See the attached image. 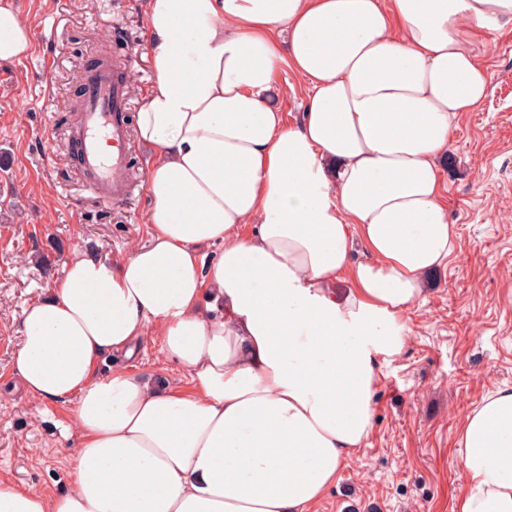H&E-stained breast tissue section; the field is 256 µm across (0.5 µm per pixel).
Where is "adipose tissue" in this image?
Returning <instances> with one entry per match:
<instances>
[{"mask_svg": "<svg viewBox=\"0 0 512 512\" xmlns=\"http://www.w3.org/2000/svg\"><path fill=\"white\" fill-rule=\"evenodd\" d=\"M143 10L150 241L111 262L74 250L25 309L13 372L70 405L75 488L0 474V512H313L372 430L403 313L454 251L438 160L488 89L473 40L512 24V0ZM31 46L0 0V63ZM283 67L306 86L295 126L268 100ZM356 239L369 262L352 264ZM146 336L190 389L126 368ZM106 354L124 363L102 377ZM458 446L455 512H512V388L467 414Z\"/></svg>", "mask_w": 512, "mask_h": 512, "instance_id": "ef3b65f1", "label": "adipose tissue"}]
</instances>
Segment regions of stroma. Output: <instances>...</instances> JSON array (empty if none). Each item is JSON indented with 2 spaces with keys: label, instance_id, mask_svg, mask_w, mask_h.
I'll use <instances>...</instances> for the list:
<instances>
[{
  "label": "stroma",
  "instance_id": "stroma-1",
  "mask_svg": "<svg viewBox=\"0 0 512 512\" xmlns=\"http://www.w3.org/2000/svg\"><path fill=\"white\" fill-rule=\"evenodd\" d=\"M30 54L0 64V472L70 491L69 408L37 403L13 373L24 309L46 297L72 249L109 261L150 240L145 180L152 151L131 138L120 204L86 187L71 155L78 76L98 54L131 72L138 112L152 74L142 0H13ZM490 86L461 113L438 164L454 253L405 312L406 346L379 363L375 419L316 512H454L464 478L457 434L483 396L512 388V27L480 35ZM131 372L187 386L188 373L145 337Z\"/></svg>",
  "mask_w": 512,
  "mask_h": 512
}]
</instances>
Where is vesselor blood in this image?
I'll use <instances>...</instances> for the list:
<instances>
[{"instance_id": "vessel-or-blood-1", "label": "vessel or blood", "mask_w": 512, "mask_h": 512, "mask_svg": "<svg viewBox=\"0 0 512 512\" xmlns=\"http://www.w3.org/2000/svg\"><path fill=\"white\" fill-rule=\"evenodd\" d=\"M130 79L128 71L118 68H96L78 76L86 87L82 114L71 134L78 166L85 184L110 203L125 198Z\"/></svg>"}]
</instances>
